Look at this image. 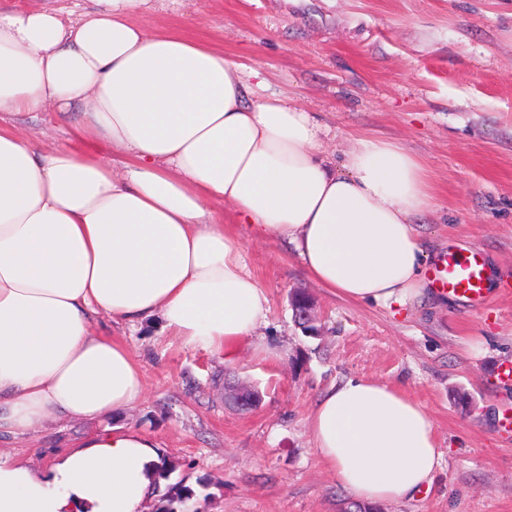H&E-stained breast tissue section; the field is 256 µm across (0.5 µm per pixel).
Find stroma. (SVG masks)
<instances>
[{
  "instance_id": "1",
  "label": "stroma",
  "mask_w": 512,
  "mask_h": 512,
  "mask_svg": "<svg viewBox=\"0 0 512 512\" xmlns=\"http://www.w3.org/2000/svg\"><path fill=\"white\" fill-rule=\"evenodd\" d=\"M133 22L223 51L251 98L288 97L311 112L326 159L357 138L397 142L430 172L434 200L416 222L437 263L448 248L477 253L496 284L477 307L427 294L406 316L345 300L311 282L290 246L236 225L247 266L269 296L267 323L234 360L184 344L162 317L136 325L99 317L144 378L120 415L51 421L0 444L45 471L58 452L113 427L140 430L194 496L182 512H343L349 497L317 457L309 416L321 393L351 376L397 386L430 414L444 464L431 490L380 512H512V0H143ZM82 109L0 112V125L67 144ZM315 305L318 335L297 325L291 295ZM260 403L241 410L224 386Z\"/></svg>"
}]
</instances>
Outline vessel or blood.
<instances>
[{
  "label": "vessel or blood",
  "mask_w": 512,
  "mask_h": 512,
  "mask_svg": "<svg viewBox=\"0 0 512 512\" xmlns=\"http://www.w3.org/2000/svg\"><path fill=\"white\" fill-rule=\"evenodd\" d=\"M433 281L439 290L467 305L477 306L486 299V269L477 254L448 249L440 258Z\"/></svg>",
  "instance_id": "b4317fda"
}]
</instances>
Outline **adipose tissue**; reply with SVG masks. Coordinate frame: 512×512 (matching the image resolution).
Segmentation results:
<instances>
[{
  "label": "adipose tissue",
  "mask_w": 512,
  "mask_h": 512,
  "mask_svg": "<svg viewBox=\"0 0 512 512\" xmlns=\"http://www.w3.org/2000/svg\"><path fill=\"white\" fill-rule=\"evenodd\" d=\"M142 0H97L65 23L50 7L0 11V112L85 108L79 147L0 126V436L100 419L140 400L141 371L95 317L159 315L187 344L233 360L265 323L229 205L258 240L287 241L309 278L392 314L432 285L416 216L434 193L403 146L358 139L327 162L309 112L249 99L222 51L131 20ZM126 156L123 172L83 151ZM321 462L352 501L413 499L444 452L424 407L367 377L331 385L310 417ZM162 455L117 426L48 472L0 455V512H141Z\"/></svg>",
  "instance_id": "ef3b65f1"
}]
</instances>
